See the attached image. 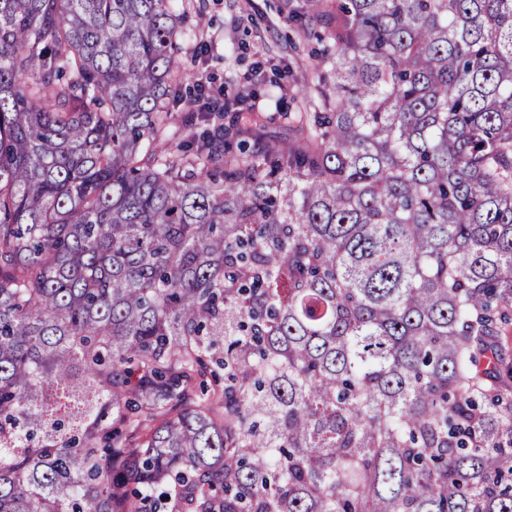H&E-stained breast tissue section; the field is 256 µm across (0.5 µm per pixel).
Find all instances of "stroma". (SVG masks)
Masks as SVG:
<instances>
[{"label":"stroma","instance_id":"1","mask_svg":"<svg viewBox=\"0 0 512 512\" xmlns=\"http://www.w3.org/2000/svg\"><path fill=\"white\" fill-rule=\"evenodd\" d=\"M299 0H173L181 18L177 65L183 75L178 97L166 106L169 149L189 138L198 147L219 135L207 110L188 112L186 99L196 79L207 77L225 97L247 103L230 118L258 126L257 146L288 148L290 118L302 111L304 88L331 86L314 56L316 43L292 20Z\"/></svg>","mask_w":512,"mask_h":512}]
</instances>
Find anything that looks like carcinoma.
Instances as JSON below:
<instances>
[{"label":"carcinoma","mask_w":512,"mask_h":512,"mask_svg":"<svg viewBox=\"0 0 512 512\" xmlns=\"http://www.w3.org/2000/svg\"><path fill=\"white\" fill-rule=\"evenodd\" d=\"M292 14L220 182L169 0H0V512H512V0Z\"/></svg>","instance_id":"cac0c4a2"}]
</instances>
